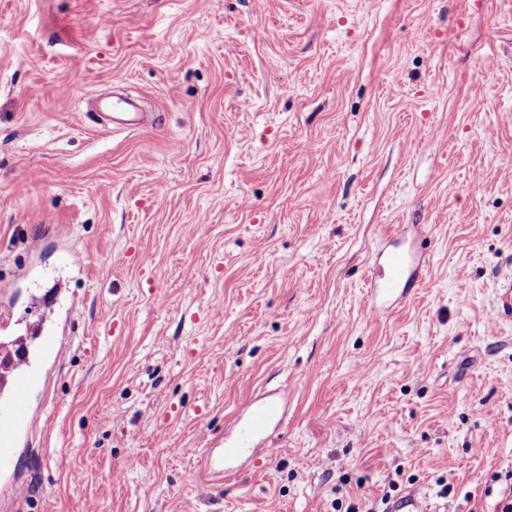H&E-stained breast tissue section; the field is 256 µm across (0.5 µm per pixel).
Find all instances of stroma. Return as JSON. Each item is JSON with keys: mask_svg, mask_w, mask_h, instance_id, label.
<instances>
[{"mask_svg": "<svg viewBox=\"0 0 512 512\" xmlns=\"http://www.w3.org/2000/svg\"><path fill=\"white\" fill-rule=\"evenodd\" d=\"M112 92L156 121L76 113ZM397 234L420 281L373 318ZM509 279L512 0H0V307L70 340L0 512H494ZM283 387L265 451L205 476ZM284 409V397L279 393L249 401L243 408L235 434L230 438H224V447L218 448L219 460L212 458L210 448H201L200 461L203 473L208 477H223L224 462L237 460L253 448L259 437L265 434L273 424L283 419ZM216 466L222 468L218 469Z\"/></svg>", "mask_w": 512, "mask_h": 512, "instance_id": "stroma-1", "label": "stroma"}]
</instances>
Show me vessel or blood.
<instances>
[{
	"label": "vessel or blood",
	"instance_id": "b4317fda",
	"mask_svg": "<svg viewBox=\"0 0 512 512\" xmlns=\"http://www.w3.org/2000/svg\"><path fill=\"white\" fill-rule=\"evenodd\" d=\"M108 122L116 131L140 128L144 113L134 103L115 99L105 106ZM419 278V268L411 252L402 249L389 251L374 273L371 295L388 298L407 296ZM67 353L66 344L54 331L43 332L36 350H29L23 339L0 342V475L11 477L18 466L26 437L41 425V417L32 408V395L44 381L43 367L56 362ZM282 394H269L249 401L243 408L235 434L225 439L218 456L201 449L200 461L206 476H219L218 462H231L253 448L256 440L273 424L284 417Z\"/></svg>",
	"mask_w": 512,
	"mask_h": 512
}]
</instances>
